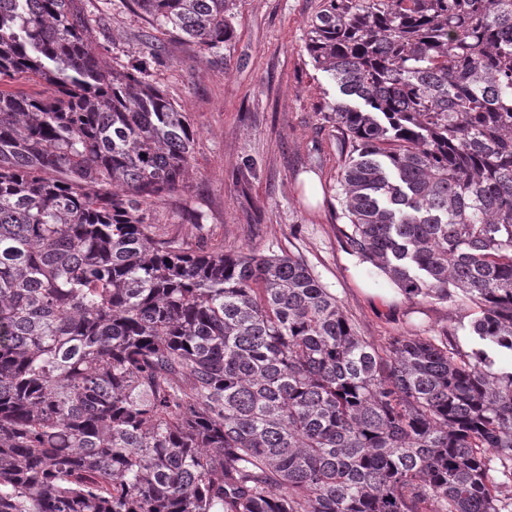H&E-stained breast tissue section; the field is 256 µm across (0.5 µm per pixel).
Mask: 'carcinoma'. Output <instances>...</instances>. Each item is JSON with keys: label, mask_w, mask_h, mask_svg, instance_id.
Instances as JSON below:
<instances>
[{"label": "carcinoma", "mask_w": 512, "mask_h": 512, "mask_svg": "<svg viewBox=\"0 0 512 512\" xmlns=\"http://www.w3.org/2000/svg\"><path fill=\"white\" fill-rule=\"evenodd\" d=\"M133 2L235 38V0ZM83 4L0 0V512H512V0H321L305 42L368 106L327 105L346 245L469 303L468 351L367 341L294 255L158 235L195 131Z\"/></svg>", "instance_id": "1"}]
</instances>
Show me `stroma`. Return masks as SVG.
<instances>
[{
	"label": "stroma",
	"instance_id": "1",
	"mask_svg": "<svg viewBox=\"0 0 512 512\" xmlns=\"http://www.w3.org/2000/svg\"><path fill=\"white\" fill-rule=\"evenodd\" d=\"M320 0H236L233 42L214 54L153 28L131 0H85L96 39L115 68L135 52L155 51L154 81L187 112L195 131L189 175L150 210L159 232L205 241L228 252L290 253L336 294L359 335L382 345L407 333L456 332L472 311L458 301L394 294L380 304L371 289L388 287L345 245L336 176L349 150L328 103L348 101L304 49L307 22ZM315 175L310 200L304 175Z\"/></svg>",
	"mask_w": 512,
	"mask_h": 512
}]
</instances>
